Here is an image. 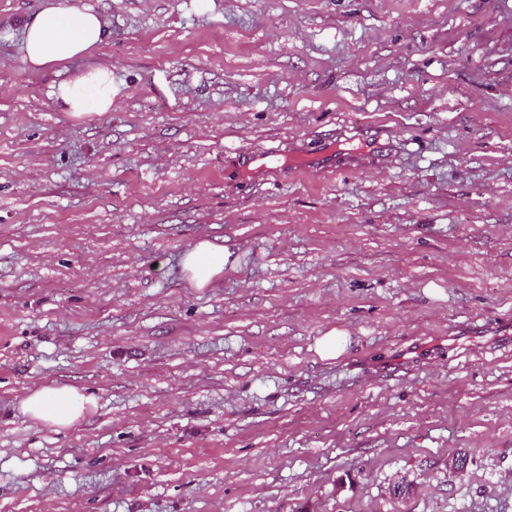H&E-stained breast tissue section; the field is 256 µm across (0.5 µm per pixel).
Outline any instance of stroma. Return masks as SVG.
Listing matches in <instances>:
<instances>
[{"instance_id":"1","label":"stroma","mask_w":512,"mask_h":512,"mask_svg":"<svg viewBox=\"0 0 512 512\" xmlns=\"http://www.w3.org/2000/svg\"><path fill=\"white\" fill-rule=\"evenodd\" d=\"M84 2L75 116L0 0V512H512V0ZM112 70L96 65L75 79L61 82L55 92L64 112H108L112 109ZM182 266L197 288H205L224 272V246L201 240L185 253ZM347 340V336H336L332 330L317 340L314 350L320 359H335L345 352ZM94 406V398L76 387L37 390L22 402L24 412L34 423L56 428L76 424Z\"/></svg>"}]
</instances>
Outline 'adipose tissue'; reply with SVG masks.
Instances as JSON below:
<instances>
[{
	"mask_svg": "<svg viewBox=\"0 0 512 512\" xmlns=\"http://www.w3.org/2000/svg\"><path fill=\"white\" fill-rule=\"evenodd\" d=\"M21 25L25 61L36 70L91 54L107 34L100 13L70 0H49L41 11L22 19ZM112 96V71L101 64L61 82L55 92L61 109L75 113L111 111ZM182 266L196 287H206L224 271V249L208 240L199 241L185 253ZM94 406V398L75 387L37 390L22 402L34 423L56 428L76 424Z\"/></svg>",
	"mask_w": 512,
	"mask_h": 512,
	"instance_id": "adipose-tissue-1",
	"label": "adipose tissue"
}]
</instances>
